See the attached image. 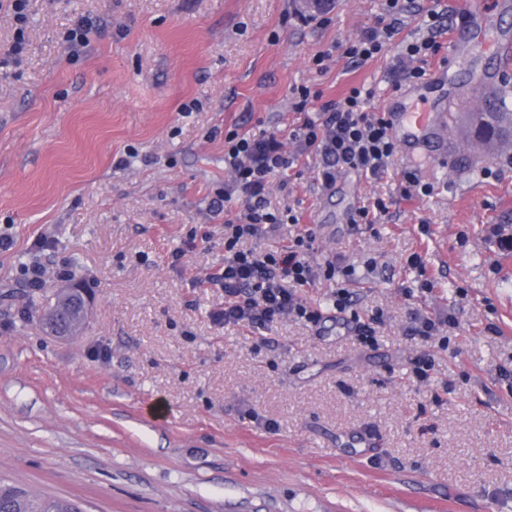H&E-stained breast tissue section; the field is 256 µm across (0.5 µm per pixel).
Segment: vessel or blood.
Segmentation results:
<instances>
[{
  "instance_id": "b4317fda",
  "label": "vessel or blood",
  "mask_w": 512,
  "mask_h": 512,
  "mask_svg": "<svg viewBox=\"0 0 512 512\" xmlns=\"http://www.w3.org/2000/svg\"><path fill=\"white\" fill-rule=\"evenodd\" d=\"M507 7L506 0H472L468 21L456 38L457 46L501 58L512 48V38L491 28L488 20ZM457 108L454 97H447L435 106L408 88L388 102L385 118L394 139L401 141L406 155L412 158L420 153H434L444 144L450 130V116Z\"/></svg>"
}]
</instances>
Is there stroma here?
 <instances>
[{
  "instance_id": "obj_1",
  "label": "stroma",
  "mask_w": 512,
  "mask_h": 512,
  "mask_svg": "<svg viewBox=\"0 0 512 512\" xmlns=\"http://www.w3.org/2000/svg\"><path fill=\"white\" fill-rule=\"evenodd\" d=\"M459 5L405 0L399 36L359 66L343 51L385 0H28L22 24L0 9V481L84 512H512V149L464 152L455 127L444 165L399 151L379 180L324 191L302 163L273 182L271 209L308 224L317 261L355 269L359 315L383 311L374 348L330 310L316 327L216 326L224 293L206 281L224 262L225 129L287 134L301 86L325 102L364 87L383 110L408 85L392 70L404 41ZM78 20L84 47L66 35ZM483 64L418 87L469 102ZM404 171L433 193L396 192ZM379 198L385 216L351 224ZM415 252L434 287L408 297ZM73 279L87 318L50 336L40 314ZM417 310L456 321L424 382Z\"/></svg>"
}]
</instances>
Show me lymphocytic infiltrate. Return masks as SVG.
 Segmentation results:
<instances>
[{
  "instance_id": "f902f5d3",
  "label": "lymphocytic infiltrate",
  "mask_w": 512,
  "mask_h": 512,
  "mask_svg": "<svg viewBox=\"0 0 512 512\" xmlns=\"http://www.w3.org/2000/svg\"><path fill=\"white\" fill-rule=\"evenodd\" d=\"M401 9V0H387L391 21L364 31L345 48V57L360 64L380 54L400 30L396 15ZM428 17V36L408 43L404 59L393 66L403 78H422L423 62L440 50L438 39L444 27L438 13L429 12ZM298 94L293 109L300 120L287 136L268 131L242 133L235 128L224 134V168L230 177L217 198L222 204L238 201L239 207L224 221V264L207 277L209 284L224 291V307L213 316L217 324L259 330L292 318L316 325L324 310L308 305L298 290L320 275L329 280L343 279L342 285L332 289L327 308L345 313L355 304L346 286L353 269L330 260L318 268L311 264L312 230L297 234L292 245L279 251H260L248 245L260 234L277 231L283 221L299 224L298 216L285 220L271 211L267 195L273 177L287 174L301 158L312 160L316 181L328 188L349 170L370 179L381 178L396 153V143L382 114L366 107L369 91L350 88L340 100L326 102L314 112L309 109L313 99L310 88H299ZM289 142L294 145L290 151L285 148Z\"/></svg>"
}]
</instances>
